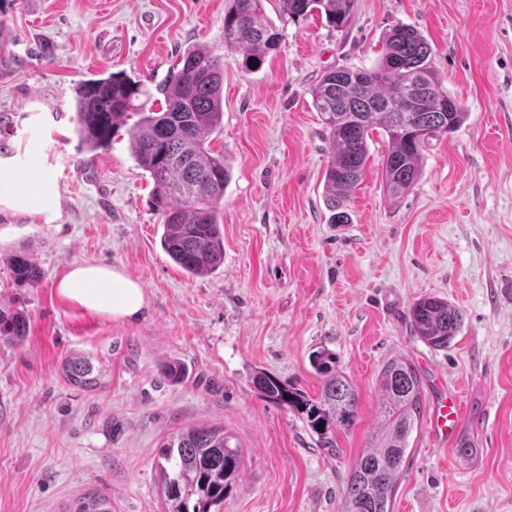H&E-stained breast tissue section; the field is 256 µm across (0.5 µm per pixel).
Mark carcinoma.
Segmentation results:
<instances>
[{"label": "carcinoma", "mask_w": 512, "mask_h": 512, "mask_svg": "<svg viewBox=\"0 0 512 512\" xmlns=\"http://www.w3.org/2000/svg\"><path fill=\"white\" fill-rule=\"evenodd\" d=\"M265 0H230L224 11V50L241 57V69H259L281 43L277 26L265 18ZM292 20L318 12L326 25L342 29L351 21L354 0H281ZM379 60L369 69L343 67L324 74L311 88L312 104L331 143L324 178L332 219L348 223L347 201L362 182L369 160L370 134L387 139L381 178L387 196L398 199L420 176L429 141L457 128L466 112L442 86L431 66L432 48L407 24L389 28ZM143 83L123 73L82 82L76 89V132L92 152L110 145L115 130L131 115L130 148L152 181L151 203L162 220L161 244L183 271L204 276L224 261V236L218 206L230 180L224 155L211 149L209 137L223 125L224 58L207 46L185 52L182 67L156 87L159 109L135 104ZM17 284L35 286L42 270L27 248L6 258ZM416 336L446 349L460 333L464 312L448 301L422 297L409 311ZM24 311L0 303V340L26 335ZM310 365L322 380L314 396L254 371L253 386L268 401L294 412L316 436L321 448L335 451L338 433L357 417V396L339 366L336 353L312 352ZM61 371L72 385L101 388L108 367H96L85 355L64 359ZM379 426L372 443L351 468L341 512H393V503L410 453V438L422 418L423 389L409 359H389L378 374ZM244 464L240 445L222 425L198 424L175 431L158 452L164 512H224V500L237 485ZM67 512H111L107 495L87 492Z\"/></svg>", "instance_id": "cac0c4a2"}]
</instances>
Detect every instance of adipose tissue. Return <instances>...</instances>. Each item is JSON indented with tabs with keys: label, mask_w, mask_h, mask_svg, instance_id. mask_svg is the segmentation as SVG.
<instances>
[{
	"label": "adipose tissue",
	"mask_w": 512,
	"mask_h": 512,
	"mask_svg": "<svg viewBox=\"0 0 512 512\" xmlns=\"http://www.w3.org/2000/svg\"><path fill=\"white\" fill-rule=\"evenodd\" d=\"M48 180L33 188H23L11 178L9 166L0 162V210L41 214L57 206ZM61 296L91 314L134 320L145 306V292L136 280L120 270L94 263L70 266L58 283Z\"/></svg>",
	"instance_id": "1"
}]
</instances>
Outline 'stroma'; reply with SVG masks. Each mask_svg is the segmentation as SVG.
<instances>
[{"label":"stroma","mask_w":512,"mask_h":512,"mask_svg":"<svg viewBox=\"0 0 512 512\" xmlns=\"http://www.w3.org/2000/svg\"><path fill=\"white\" fill-rule=\"evenodd\" d=\"M229 0H0V113L14 132L0 159L20 179L48 177L58 209L0 211V251L33 250L43 278L18 285L0 266V301L27 316L19 342L0 340V512H65L89 490L112 512H163L157 453L175 430L219 424L245 451L224 512H341L348 473L378 426L382 365L397 355L460 393L456 438L433 440L421 419L393 512H512V0H355L343 29L291 20L279 0L265 16L282 42L242 71L220 39ZM419 29L433 66L466 119L433 139L420 178L389 199L388 145L348 202L349 223L325 204L328 134L311 87L327 71L375 65L396 24ZM224 59V127L211 147L231 166L219 221L224 262L185 274L161 246L152 182L121 126L110 146L83 150L75 89L122 72L152 88L184 52ZM142 283L139 319L94 315L60 297L75 263ZM436 296L465 313L445 350L414 336L409 309ZM336 352L358 393L337 452L317 447L291 411L261 397V369L317 394L309 355ZM86 353L109 363L103 388L66 381L61 364ZM180 362L181 378L161 367ZM470 439L474 459L456 454Z\"/></svg>","instance_id":"35a3bbf8"}]
</instances>
